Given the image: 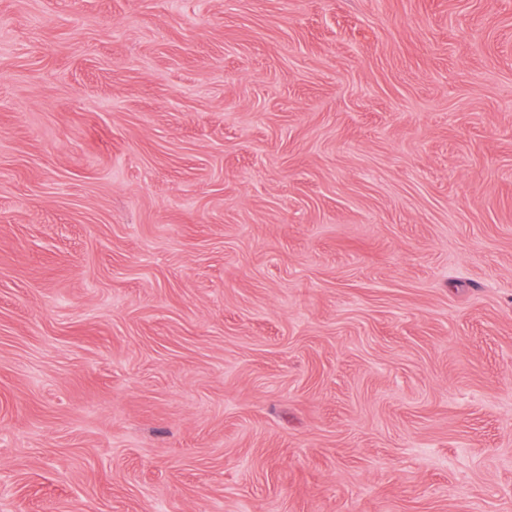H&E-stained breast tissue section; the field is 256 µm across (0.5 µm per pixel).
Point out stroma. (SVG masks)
<instances>
[{
    "mask_svg": "<svg viewBox=\"0 0 512 512\" xmlns=\"http://www.w3.org/2000/svg\"><path fill=\"white\" fill-rule=\"evenodd\" d=\"M0 512H512V0H0Z\"/></svg>",
    "mask_w": 512,
    "mask_h": 512,
    "instance_id": "obj_1",
    "label": "stroma"
}]
</instances>
